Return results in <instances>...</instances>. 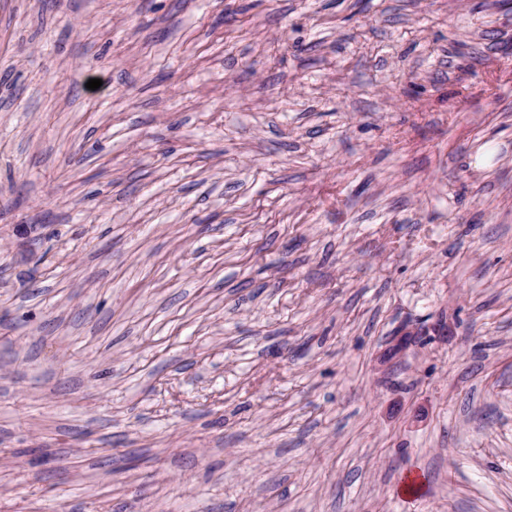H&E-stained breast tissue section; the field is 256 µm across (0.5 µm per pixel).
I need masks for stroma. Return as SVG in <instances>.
Segmentation results:
<instances>
[{
	"instance_id": "1",
	"label": "stroma",
	"mask_w": 512,
	"mask_h": 512,
	"mask_svg": "<svg viewBox=\"0 0 512 512\" xmlns=\"http://www.w3.org/2000/svg\"><path fill=\"white\" fill-rule=\"evenodd\" d=\"M0 512H512V0H0Z\"/></svg>"
}]
</instances>
